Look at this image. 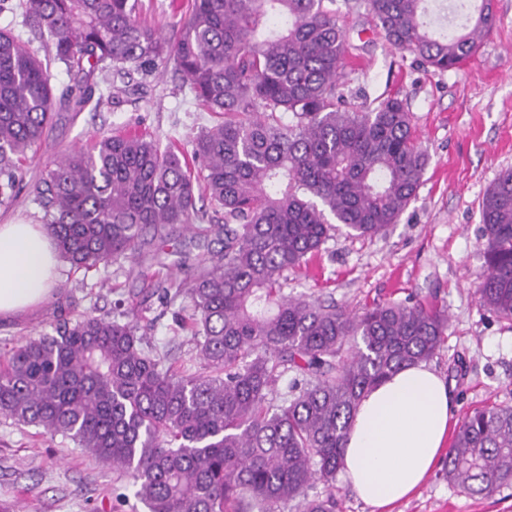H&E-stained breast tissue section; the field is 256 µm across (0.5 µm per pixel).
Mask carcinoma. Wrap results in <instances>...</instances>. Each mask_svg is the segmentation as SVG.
<instances>
[{
    "mask_svg": "<svg viewBox=\"0 0 512 512\" xmlns=\"http://www.w3.org/2000/svg\"><path fill=\"white\" fill-rule=\"evenodd\" d=\"M427 0H366L386 41L439 71L459 67L495 23L492 0L452 36H435ZM334 0H191L170 38L136 18L137 0H0L18 8L46 52L0 28V205L11 203L27 151L56 112L110 97L122 80L172 60L194 98L224 120L187 152L143 134H104L72 149L35 183L61 261L89 271L135 256L181 225L220 239L184 295L181 321L205 371L166 365L137 321L90 309L0 354V419L60 436L127 480L148 512H336L342 448L360 399L431 360L449 329L433 302L351 312L282 292L284 272L316 256L335 225L376 236L416 196L428 156L405 104L356 105L340 90L346 34ZM74 85L58 98L50 65ZM224 224L196 223L198 203ZM480 302L512 321V169L481 203ZM292 378L281 392L278 385ZM448 481L492 496L512 483V406L461 419ZM321 482L324 495L309 496Z\"/></svg>",
    "mask_w": 512,
    "mask_h": 512,
    "instance_id": "1",
    "label": "carcinoma"
}]
</instances>
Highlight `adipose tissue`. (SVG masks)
<instances>
[{
    "mask_svg": "<svg viewBox=\"0 0 512 512\" xmlns=\"http://www.w3.org/2000/svg\"><path fill=\"white\" fill-rule=\"evenodd\" d=\"M59 260L42 224H0V316L45 302ZM456 404L434 370L404 368L365 393L353 417L342 475L372 512L412 496L439 463Z\"/></svg>",
    "mask_w": 512,
    "mask_h": 512,
    "instance_id": "1",
    "label": "adipose tissue"
}]
</instances>
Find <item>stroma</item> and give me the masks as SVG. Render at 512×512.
Here are the masks:
<instances>
[{
	"mask_svg": "<svg viewBox=\"0 0 512 512\" xmlns=\"http://www.w3.org/2000/svg\"><path fill=\"white\" fill-rule=\"evenodd\" d=\"M138 2V20L169 37L186 17L188 0ZM334 7L346 32V98L374 105L399 95L428 152V165L414 200L385 234L358 237L337 225L318 255L288 271L284 291L352 309L385 301H438L450 326L430 365L451 385L459 413L512 405V321L488 311L476 293L485 262L480 204L500 172L512 168V0H493L490 36L464 66L444 72L422 68L412 54L391 47L363 0H336ZM142 82L135 92L104 72L100 88L112 92V106L60 111L53 128L29 151L16 200L0 206V224L41 223L43 211L32 187L69 149L111 133L171 136L187 147L215 123V115L203 111L183 87L174 64ZM219 249L216 240L179 229L166 246L145 247L134 261L121 259L86 273L61 265L48 301L0 318V352L51 332L58 309L76 314L94 307L107 313L118 303L139 319L160 352L201 372L178 324L191 315V305L167 304L162 290L173 278L190 281ZM114 485L111 470L81 449L50 441L36 427L0 420V506L15 512H147ZM392 512H512V486L489 498L472 497L449 483L438 466Z\"/></svg>",
	"mask_w": 512,
	"mask_h": 512,
	"instance_id": "1",
	"label": "stroma"
}]
</instances>
